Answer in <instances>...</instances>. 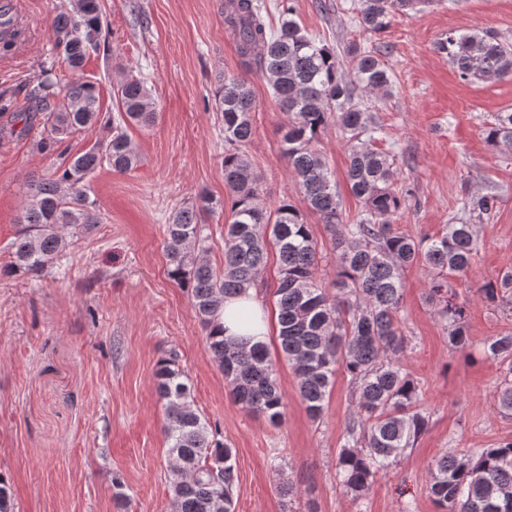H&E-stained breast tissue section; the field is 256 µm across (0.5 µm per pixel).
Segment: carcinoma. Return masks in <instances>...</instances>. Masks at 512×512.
Listing matches in <instances>:
<instances>
[{"label":"carcinoma","instance_id":"1","mask_svg":"<svg viewBox=\"0 0 512 512\" xmlns=\"http://www.w3.org/2000/svg\"><path fill=\"white\" fill-rule=\"evenodd\" d=\"M357 2L358 24L369 34L387 28L393 13L422 4V0ZM224 23L236 41L243 71L241 76L224 78L216 96L224 131V187L230 200L224 264L217 267L207 258L202 224V214L223 203L204 198V206L181 208L165 225L168 276L187 289L212 359L224 372L234 401L278 427L285 419L286 394L267 347L248 349L230 342L218 323L224 299L257 287L269 250L275 249L278 339L308 416L314 421L323 416L337 369H344L354 381L357 398L336 476L344 490L360 496L378 474L397 465L428 425L421 386L402 361L407 349L400 321L403 275L421 262L440 274L466 276L478 250L477 223L497 208L498 197L492 192L466 194L451 222L433 235L414 238L397 232L390 218L405 206L411 190L394 187V159L372 145L379 126L369 107L357 98L360 89L387 94L392 87L389 69L377 51L352 44L342 61L291 18L288 9L282 10L279 25L272 28L265 0H225ZM101 27L99 0H76L73 11L55 15L57 55L72 79L60 98L54 65L41 66L28 90L27 106L16 114L22 127L10 125L4 136H22L41 124L45 135L36 146L50 152L76 131L102 122L99 89L81 76L89 51L98 46ZM18 35L17 4L0 0V49L10 50ZM437 51L448 57L465 81L512 80V43L492 31L450 32L437 43ZM247 73L266 80L276 103L291 118L284 153L308 206L320 215L329 234L335 259L334 279L329 283L318 277L319 263L326 258L324 245L300 211L288 200L270 211L260 198L261 177L247 151L255 112ZM113 89L118 116L140 126L154 121L155 106L144 80L125 76ZM331 123L348 146L350 192L363 205L354 224L343 223L326 159L313 147ZM483 133L491 145L511 148L512 108L496 113ZM104 164L120 173L138 164V154L119 123L109 138L30 183L6 274H40L70 248L78 229L100 223L86 182ZM66 227L70 232L64 231ZM481 294L487 301L512 305V272L485 285ZM427 299L438 307L452 347L465 349L466 310L448 280L432 279ZM482 352L506 371L498 406L511 414L512 333L489 339ZM154 377L166 418L175 512H234L238 475L232 450L193 407L177 350L162 352ZM429 493L442 512H512V442L443 454L432 465Z\"/></svg>","mask_w":512,"mask_h":512}]
</instances>
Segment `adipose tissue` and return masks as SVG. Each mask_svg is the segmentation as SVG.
I'll list each match as a JSON object with an SVG mask.
<instances>
[{"instance_id":"ef3b65f1","label":"adipose tissue","mask_w":512,"mask_h":512,"mask_svg":"<svg viewBox=\"0 0 512 512\" xmlns=\"http://www.w3.org/2000/svg\"><path fill=\"white\" fill-rule=\"evenodd\" d=\"M220 322L225 337L243 338L253 345L268 341L269 315L255 289L225 298Z\"/></svg>"}]
</instances>
